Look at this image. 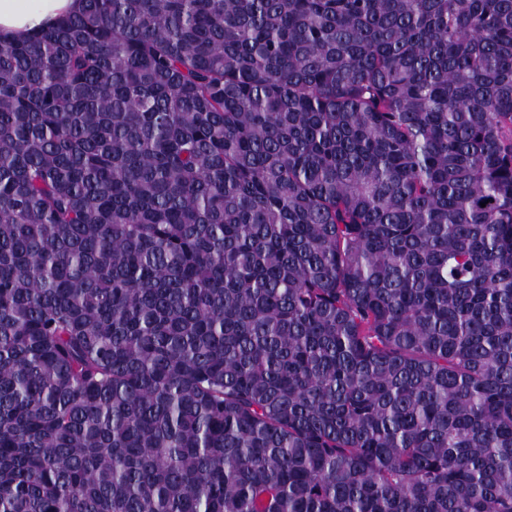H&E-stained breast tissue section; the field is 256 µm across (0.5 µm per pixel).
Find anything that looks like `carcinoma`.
<instances>
[{"mask_svg":"<svg viewBox=\"0 0 512 512\" xmlns=\"http://www.w3.org/2000/svg\"><path fill=\"white\" fill-rule=\"evenodd\" d=\"M0 512H512V0L0 40Z\"/></svg>","mask_w":512,"mask_h":512,"instance_id":"1","label":"carcinoma"}]
</instances>
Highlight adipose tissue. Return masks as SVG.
Wrapping results in <instances>:
<instances>
[{
	"instance_id": "adipose-tissue-1",
	"label": "adipose tissue",
	"mask_w": 512,
	"mask_h": 512,
	"mask_svg": "<svg viewBox=\"0 0 512 512\" xmlns=\"http://www.w3.org/2000/svg\"><path fill=\"white\" fill-rule=\"evenodd\" d=\"M82 0H0V38L25 39L34 29L78 13Z\"/></svg>"
}]
</instances>
